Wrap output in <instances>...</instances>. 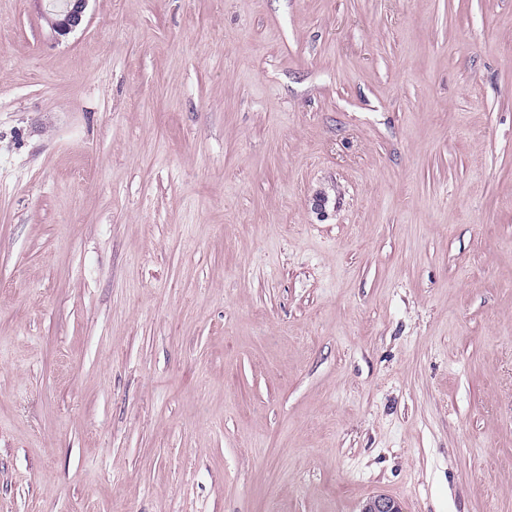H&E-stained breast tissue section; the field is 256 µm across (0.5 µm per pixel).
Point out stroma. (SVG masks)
Wrapping results in <instances>:
<instances>
[{"label":"stroma","instance_id":"1","mask_svg":"<svg viewBox=\"0 0 512 512\" xmlns=\"http://www.w3.org/2000/svg\"><path fill=\"white\" fill-rule=\"evenodd\" d=\"M0 0V512H512V0ZM89 0H67L63 9L54 12L49 20L52 30L60 37L66 36L79 27L83 21Z\"/></svg>","mask_w":512,"mask_h":512}]
</instances>
